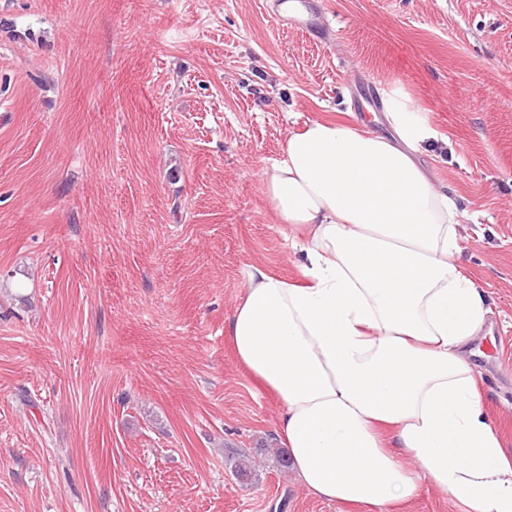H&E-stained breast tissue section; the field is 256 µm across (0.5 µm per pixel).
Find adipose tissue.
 Masks as SVG:
<instances>
[{
    "instance_id": "1",
    "label": "adipose tissue",
    "mask_w": 512,
    "mask_h": 512,
    "mask_svg": "<svg viewBox=\"0 0 512 512\" xmlns=\"http://www.w3.org/2000/svg\"><path fill=\"white\" fill-rule=\"evenodd\" d=\"M389 118L403 147L314 121L264 167L305 231V281L246 266L228 334L280 400L275 431L312 495L386 512L427 482L460 512H512V450L465 354L487 308L458 261V206L408 155L432 133L401 94Z\"/></svg>"
}]
</instances>
